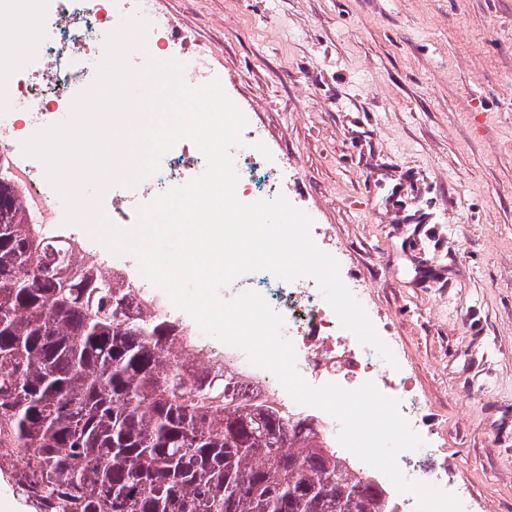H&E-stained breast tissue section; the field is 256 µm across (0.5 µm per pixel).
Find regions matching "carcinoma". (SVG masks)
Instances as JSON below:
<instances>
[{"mask_svg":"<svg viewBox=\"0 0 512 512\" xmlns=\"http://www.w3.org/2000/svg\"><path fill=\"white\" fill-rule=\"evenodd\" d=\"M130 296L0 183V476L29 512H393L304 421L186 371L184 328Z\"/></svg>","mask_w":512,"mask_h":512,"instance_id":"carcinoma-1","label":"carcinoma"}]
</instances>
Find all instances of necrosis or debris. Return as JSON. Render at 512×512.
I'll list each match as a JSON object with an SVG mask.
<instances>
[{
  "mask_svg": "<svg viewBox=\"0 0 512 512\" xmlns=\"http://www.w3.org/2000/svg\"><path fill=\"white\" fill-rule=\"evenodd\" d=\"M131 15L151 25L145 55L162 60L175 57L168 24L151 14L146 0H40V12L22 50L0 44V182L15 191L29 223L62 224L64 207L47 182L42 164L24 155L22 143L39 129L67 118L74 96L95 77L106 34L121 17ZM272 156L271 147L255 133L250 134L248 144L235 150V193L240 201L276 198L273 190L260 195L256 182L258 167L270 165ZM205 167L196 144L180 140L162 158L157 173L136 189L105 195L103 209L115 224L132 225L137 205L153 200L171 184L188 182ZM57 239L66 244L78 264L99 265L111 278L126 279L124 262L104 257L75 235L61 232ZM253 289L282 315V332L294 346L297 371L307 383H333L350 390L373 383L381 393L397 399L398 410L412 430L420 429L423 407L411 374L405 367H392L375 348L360 344L351 331L342 328L314 278L289 282L256 271L238 278L224 296L231 299ZM186 332L192 338L194 357L204 360L211 372L232 375L238 384L260 390L267 401L287 405L290 396L270 371L241 364L237 348H212L197 324H188ZM397 463L410 479L443 488L454 482L440 448L400 452Z\"/></svg>",
  "mask_w": 512,
  "mask_h": 512,
  "instance_id": "obj_1",
  "label": "necrosis or debris"
}]
</instances>
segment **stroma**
Instances as JSON below:
<instances>
[{"label":"stroma","instance_id":"35a3bbf8","mask_svg":"<svg viewBox=\"0 0 512 512\" xmlns=\"http://www.w3.org/2000/svg\"><path fill=\"white\" fill-rule=\"evenodd\" d=\"M288 162L476 512H512V0H155Z\"/></svg>","mask_w":512,"mask_h":512}]
</instances>
